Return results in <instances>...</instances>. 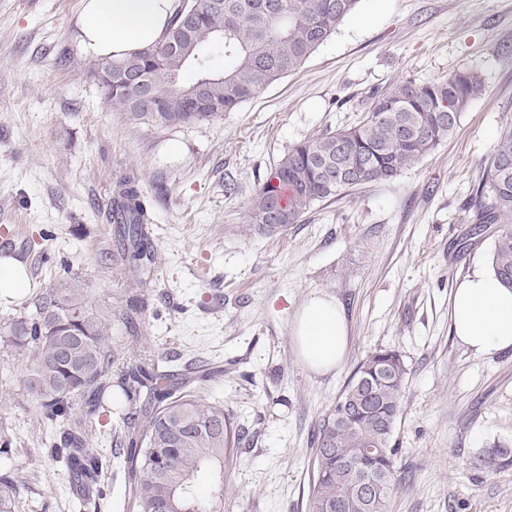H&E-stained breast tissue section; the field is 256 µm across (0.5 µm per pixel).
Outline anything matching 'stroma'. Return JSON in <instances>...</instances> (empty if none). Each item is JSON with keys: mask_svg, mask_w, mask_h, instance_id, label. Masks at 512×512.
Instances as JSON below:
<instances>
[{"mask_svg": "<svg viewBox=\"0 0 512 512\" xmlns=\"http://www.w3.org/2000/svg\"><path fill=\"white\" fill-rule=\"evenodd\" d=\"M82 0H0V225H19L0 258L30 286L0 299V322L79 279L89 309L120 308L130 271L104 218L115 181L151 203L154 279L136 320L154 358L207 384L247 440L224 467V512H305L313 432L350 374L378 347L409 367L394 440L406 475L390 512H512V464L474 456L512 444V351L477 357L450 331L452 290L488 264L496 226L468 238L484 160L512 127V0H361L297 70L222 119L184 127L111 111L78 39ZM478 71L483 93L455 133L399 178L316 204L303 223L247 230V203L288 147L366 114L373 92ZM179 142V154L168 150ZM315 294L348 322L342 364L316 373L294 339ZM25 352L0 345V469L25 481L22 512H75L49 448L67 432L112 452L119 416L75 403L47 426L24 385ZM512 463V448L507 444L496 443L490 451L479 454L473 461V467L479 471L489 470Z\"/></svg>", "mask_w": 512, "mask_h": 512, "instance_id": "obj_1", "label": "stroma"}]
</instances>
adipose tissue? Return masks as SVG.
<instances>
[{
    "mask_svg": "<svg viewBox=\"0 0 512 512\" xmlns=\"http://www.w3.org/2000/svg\"><path fill=\"white\" fill-rule=\"evenodd\" d=\"M180 0H83L80 44L95 59H121L159 40ZM451 330L475 356L512 349V289L493 271L475 267L458 281L451 299ZM300 354L314 371L338 367L348 342V322L335 299L315 295L301 309L295 327Z\"/></svg>",
    "mask_w": 512,
    "mask_h": 512,
    "instance_id": "obj_1",
    "label": "adipose tissue"
}]
</instances>
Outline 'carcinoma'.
Returning a JSON list of instances; mask_svg holds the SVG:
<instances>
[{
    "label": "carcinoma",
    "instance_id": "1",
    "mask_svg": "<svg viewBox=\"0 0 512 512\" xmlns=\"http://www.w3.org/2000/svg\"><path fill=\"white\" fill-rule=\"evenodd\" d=\"M360 0H181L162 38L131 57L95 59V73L112 63V80L99 81L108 107L135 124L188 126L236 111L262 89L298 69L356 11ZM224 55V69L213 51ZM193 80H184L186 72ZM482 76L459 70L426 84L404 79L372 97L357 124L327 131L290 147L268 168L249 201V226L276 232L301 221L314 204L343 197L368 183L389 182L418 167L459 125L483 92ZM201 93L219 111L189 112L186 95ZM286 211L279 225L267 217L273 202ZM468 235L498 225L491 269L512 288V128L504 131L487 159L470 206ZM115 225L117 249L133 271L123 313L86 307L82 287L66 282L49 288L35 311L0 325V338L28 352L26 389L45 417L64 418L72 398L97 403L109 387L114 364L110 345L117 318L131 320L152 278L156 260L147 232L151 208L133 179L116 182L106 215ZM120 392L124 410L114 437L121 445L128 486L126 512H224V457L241 440L224 403L201 395L208 374L178 380L159 361L137 354ZM409 369L403 355L371 351L354 369L336 402L314 430V471L306 512H389L392 494L405 475L397 466L394 431L402 413ZM63 464L71 487L98 488L101 455L72 435L49 449ZM512 463V448L497 443L473 467L489 470ZM213 478L206 496L198 474ZM22 481L0 473V512H20Z\"/></svg>",
    "mask_w": 512,
    "mask_h": 512
}]
</instances>
